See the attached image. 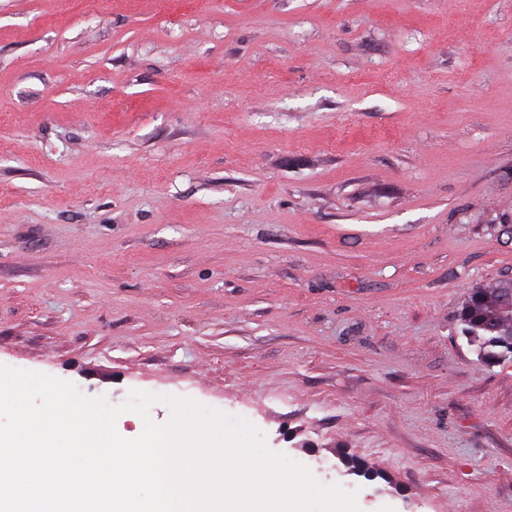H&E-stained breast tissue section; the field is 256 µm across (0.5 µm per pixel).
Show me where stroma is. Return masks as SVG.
<instances>
[{"label":"stroma","instance_id":"35a3bbf8","mask_svg":"<svg viewBox=\"0 0 512 512\" xmlns=\"http://www.w3.org/2000/svg\"><path fill=\"white\" fill-rule=\"evenodd\" d=\"M0 186V364L512 512V0H0ZM496 289L472 292L461 313L468 341L486 362L512 356V312L508 311L512 310V281L499 290L498 304Z\"/></svg>","mask_w":512,"mask_h":512}]
</instances>
